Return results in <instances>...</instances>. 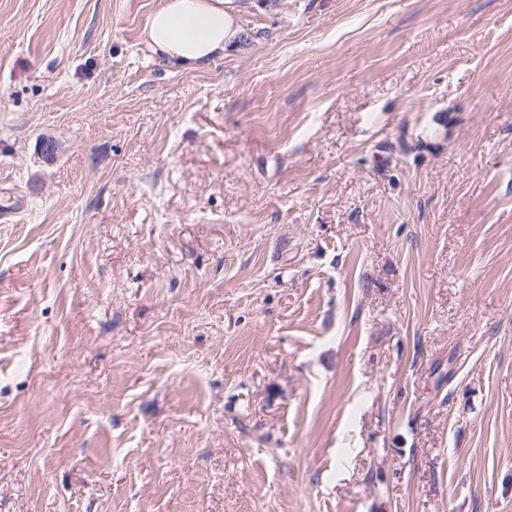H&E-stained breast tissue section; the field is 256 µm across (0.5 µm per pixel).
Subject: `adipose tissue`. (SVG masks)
I'll list each match as a JSON object with an SVG mask.
<instances>
[{"label": "adipose tissue", "mask_w": 512, "mask_h": 512, "mask_svg": "<svg viewBox=\"0 0 512 512\" xmlns=\"http://www.w3.org/2000/svg\"><path fill=\"white\" fill-rule=\"evenodd\" d=\"M236 14L234 0H158L144 28L146 46L173 65L206 64L239 43Z\"/></svg>", "instance_id": "ef3b65f1"}]
</instances>
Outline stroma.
Instances as JSON below:
<instances>
[{"instance_id":"stroma-1","label":"stroma","mask_w":512,"mask_h":512,"mask_svg":"<svg viewBox=\"0 0 512 512\" xmlns=\"http://www.w3.org/2000/svg\"><path fill=\"white\" fill-rule=\"evenodd\" d=\"M156 4L0 0V512H512V0ZM236 0H158L143 35L151 53L172 65L194 67L236 46L241 31Z\"/></svg>"}]
</instances>
